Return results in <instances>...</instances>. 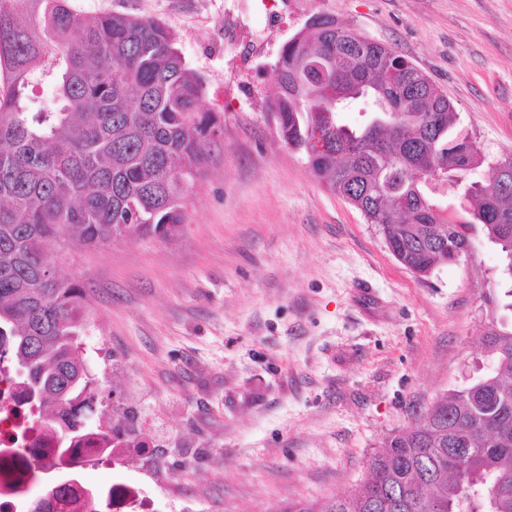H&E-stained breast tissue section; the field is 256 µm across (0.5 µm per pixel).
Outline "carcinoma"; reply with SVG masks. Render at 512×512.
Returning <instances> with one entry per match:
<instances>
[{"label":"carcinoma","mask_w":512,"mask_h":512,"mask_svg":"<svg viewBox=\"0 0 512 512\" xmlns=\"http://www.w3.org/2000/svg\"><path fill=\"white\" fill-rule=\"evenodd\" d=\"M324 14L282 47L275 111L283 142L302 149L319 183L357 209L405 268L427 275L470 256L467 228L499 246L512 310V188L502 168L465 186L472 223L435 208L422 185L484 162L455 130L458 115L427 75L384 45ZM318 59L333 71L302 89ZM49 85L52 109L33 107ZM204 86L159 22L126 14L85 15L68 0H0V362L19 372L21 393L66 453L96 412L78 338L88 296L58 274L54 254L76 242L95 250L120 239L166 238L186 223L185 201L211 144L223 135L201 108ZM362 112L361 121L341 120ZM490 365L471 385L435 402L450 425L417 423L393 433L369 460L373 494L390 512H512V325L490 322ZM476 440L466 472L471 498L448 484L456 437ZM280 512H358L355 490Z\"/></svg>","instance_id":"1"}]
</instances>
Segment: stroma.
Segmentation results:
<instances>
[{
	"label": "stroma",
	"mask_w": 512,
	"mask_h": 512,
	"mask_svg": "<svg viewBox=\"0 0 512 512\" xmlns=\"http://www.w3.org/2000/svg\"><path fill=\"white\" fill-rule=\"evenodd\" d=\"M77 12L166 26L224 124L176 237L70 247L62 276L89 293L79 341L94 381V427L148 453L93 464L102 496L127 483L159 512H278L350 490L396 431L487 360L481 333L503 309L500 250L474 231L471 256L420 276L374 226L315 178L279 133L275 62L325 14L394 50L446 95L492 163L512 153V0H282L280 33L248 80L224 88L232 0H69ZM426 193L470 221L464 186Z\"/></svg>",
	"instance_id": "stroma-1"
}]
</instances>
